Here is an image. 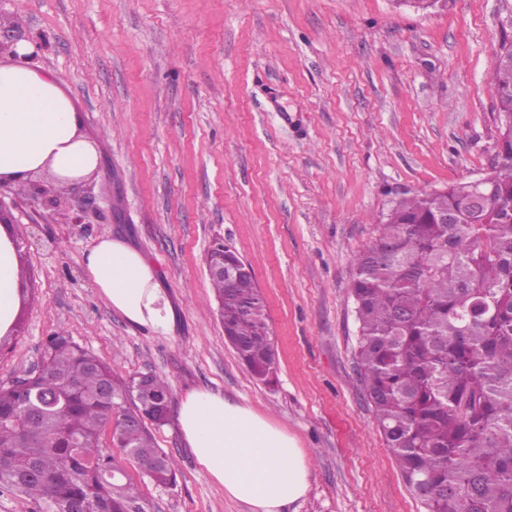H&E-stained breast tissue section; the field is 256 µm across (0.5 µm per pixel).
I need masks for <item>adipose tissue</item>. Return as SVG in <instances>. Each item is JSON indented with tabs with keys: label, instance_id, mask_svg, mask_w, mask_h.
I'll list each match as a JSON object with an SVG mask.
<instances>
[{
	"label": "adipose tissue",
	"instance_id": "adipose-tissue-1",
	"mask_svg": "<svg viewBox=\"0 0 512 512\" xmlns=\"http://www.w3.org/2000/svg\"><path fill=\"white\" fill-rule=\"evenodd\" d=\"M29 52L28 44H18L15 60L0 63V179L26 186L47 170L68 187L97 168L98 151L56 77L31 65ZM84 264L99 295L129 324L171 333L170 298L155 267L129 242L103 234ZM19 279L14 239L0 230L1 335L15 316ZM178 428L210 479L252 512H285L306 496L310 458L284 428L251 407L190 389L180 399Z\"/></svg>",
	"mask_w": 512,
	"mask_h": 512
}]
</instances>
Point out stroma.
<instances>
[{"label":"stroma","mask_w":512,"mask_h":512,"mask_svg":"<svg viewBox=\"0 0 512 512\" xmlns=\"http://www.w3.org/2000/svg\"><path fill=\"white\" fill-rule=\"evenodd\" d=\"M0 31L34 46L99 151L59 207L0 192L32 240L20 255L33 288L21 332L0 340V385L64 334L120 376L167 378L174 399L219 391L284 427L313 460L287 512H424L362 395L353 258L399 197L489 171L512 0H0ZM105 232L155 266L170 335L98 294L84 255ZM216 242L265 300L272 383L224 340L205 264ZM152 434L179 472L166 489L131 470L147 512H250L201 470L176 419Z\"/></svg>","instance_id":"obj_1"}]
</instances>
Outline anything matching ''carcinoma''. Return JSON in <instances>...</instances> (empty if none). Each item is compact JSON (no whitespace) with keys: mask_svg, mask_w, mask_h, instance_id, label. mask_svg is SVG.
Masks as SVG:
<instances>
[{"mask_svg":"<svg viewBox=\"0 0 512 512\" xmlns=\"http://www.w3.org/2000/svg\"><path fill=\"white\" fill-rule=\"evenodd\" d=\"M492 80L501 130L487 183L397 199L353 259L362 391L426 512H512V44ZM211 284L224 338L269 381L277 362L253 274ZM171 396L160 375L140 390L137 375L119 377L50 337L38 372L0 386V491L27 496L39 512H147L100 436L113 422L124 458L155 484L175 485L178 461L149 429L167 423L157 409Z\"/></svg>","mask_w":512,"mask_h":512,"instance_id":"carcinoma-1","label":"carcinoma"}]
</instances>
